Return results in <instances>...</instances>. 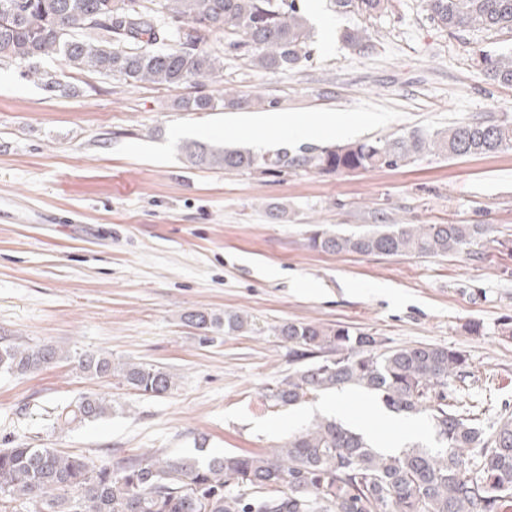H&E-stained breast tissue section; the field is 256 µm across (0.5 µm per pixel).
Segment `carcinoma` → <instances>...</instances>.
<instances>
[{"label": "carcinoma", "instance_id": "cac0c4a2", "mask_svg": "<svg viewBox=\"0 0 512 512\" xmlns=\"http://www.w3.org/2000/svg\"><path fill=\"white\" fill-rule=\"evenodd\" d=\"M429 19L458 37L464 31L512 33V0H423ZM336 10L368 18L394 0H334ZM122 18L125 34L85 27L92 17ZM195 26L196 42L179 40L177 23ZM238 37L249 62L287 71L307 59L313 33L295 0H0V62L30 66L59 55L73 70L118 76L130 84L178 87L208 78L224 67L215 51L200 49L215 35ZM355 50L373 46L363 26L343 29ZM163 48L158 49L156 45ZM473 60L500 85H512V55L481 49ZM187 112L217 108L208 94L181 100ZM512 147V123L463 122L446 130L403 134L317 149L290 157L282 151L257 156L249 150L192 141L189 162L224 170L311 167L324 174L398 168L425 154L459 157ZM481 224H374L358 234L316 230L309 246L328 253L439 256L474 244ZM184 320L226 334L253 330L249 317L202 312ZM274 335L307 360L267 389L276 406L345 386L379 396L395 412L423 415L443 444L438 451L408 448L384 454L363 435L329 419L316 420L262 453L191 456L141 454L121 466H96L84 456L54 448L0 449V512L35 501L46 512H505L512 503V418L486 428L465 404L448 402V388L468 375V359L451 347L418 344L386 347L349 326L286 322ZM64 358L53 346L0 345V370L25 374ZM79 371L119 379L141 394L172 390L174 375L141 362L114 365L107 356L84 353ZM112 410L98 394L61 408L65 425L97 420Z\"/></svg>", "mask_w": 512, "mask_h": 512}]
</instances>
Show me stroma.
<instances>
[{"mask_svg": "<svg viewBox=\"0 0 512 512\" xmlns=\"http://www.w3.org/2000/svg\"><path fill=\"white\" fill-rule=\"evenodd\" d=\"M314 29L310 59L290 71L252 67L246 47L208 42L224 68L178 88L131 85L36 65L67 84L51 92L26 69L0 64V343L53 345L66 359L35 373L0 372V448H55L94 464L157 452L210 457L272 448L314 419L318 398L273 405L269 387L292 371L272 333L288 321L343 324L387 346L437 344L463 351L469 377L453 399L483 422L512 415V149L462 158L427 155L397 169L323 174L199 168L190 141L300 156L323 136L246 135L258 114L310 127L345 119L356 140L444 129L453 122L512 121V86L491 81L474 49L512 52V36H448L421 0H397L368 21L369 52L344 44L361 16L332 0H296ZM201 92L263 97L262 106L186 112ZM285 205L270 218L265 206ZM390 224H482L468 249L429 258L329 254L313 230L346 234ZM246 314L255 331L204 333L188 313ZM167 368L176 384L141 395L80 373L86 352ZM112 401L105 418L60 427L80 397Z\"/></svg>", "mask_w": 512, "mask_h": 512, "instance_id": "35a3bbf8", "label": "stroma"}]
</instances>
